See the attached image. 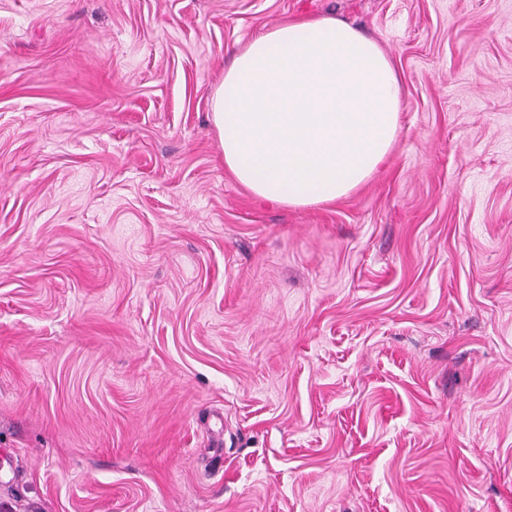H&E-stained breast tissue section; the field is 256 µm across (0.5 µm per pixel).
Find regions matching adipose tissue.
<instances>
[{
    "mask_svg": "<svg viewBox=\"0 0 512 512\" xmlns=\"http://www.w3.org/2000/svg\"><path fill=\"white\" fill-rule=\"evenodd\" d=\"M224 166L259 199L305 208L348 197L390 156L402 110L390 57L330 15L252 37L212 96Z\"/></svg>",
    "mask_w": 512,
    "mask_h": 512,
    "instance_id": "ef3b65f1",
    "label": "adipose tissue"
}]
</instances>
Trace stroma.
<instances>
[{"mask_svg":"<svg viewBox=\"0 0 512 512\" xmlns=\"http://www.w3.org/2000/svg\"><path fill=\"white\" fill-rule=\"evenodd\" d=\"M320 14L400 129L285 208L211 97ZM0 505L512 512V0H0Z\"/></svg>","mask_w":512,"mask_h":512,"instance_id":"35a3bbf8","label":"stroma"}]
</instances>
